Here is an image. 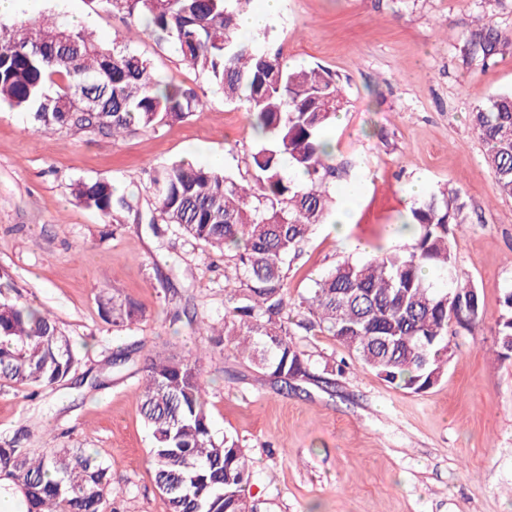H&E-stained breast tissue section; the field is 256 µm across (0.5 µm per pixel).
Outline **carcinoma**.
Here are the masks:
<instances>
[{
  "mask_svg": "<svg viewBox=\"0 0 512 512\" xmlns=\"http://www.w3.org/2000/svg\"><path fill=\"white\" fill-rule=\"evenodd\" d=\"M145 23L202 82L245 105L258 144L254 183L188 161L154 168L145 186L152 211L172 229L224 253L235 286L214 343L224 338L280 388L313 377L285 318L286 272L314 228L331 216V185L356 167L336 161L326 132L344 106V88L323 66L290 68L280 52L257 49L238 32L252 0H93ZM0 101L32 115L37 131L66 128L116 138L182 122L203 106L194 91L165 83L150 59L118 38L104 44L65 15L0 23ZM487 146L485 164L499 194L512 197V91L491 95L471 112ZM72 193L107 223L119 224L139 197L115 193L104 180H77ZM413 243L363 261L345 260L315 281L299 308L362 367L389 384L421 393L446 374L452 342L483 325L480 296L455 270L453 228L445 194L413 204ZM434 269L442 282L428 279ZM112 328L142 317L131 301L103 298ZM497 357L512 358V287L495 321ZM78 364L71 339L49 312L0 302V382L32 394L65 381ZM140 411L152 433L149 457L168 512H255L246 498L250 470L238 440L212 435L206 381L194 354L144 359ZM25 500L26 512H103L112 471L90 448L36 452L16 438L0 446V490Z\"/></svg>",
  "mask_w": 512,
  "mask_h": 512,
  "instance_id": "obj_1",
  "label": "carcinoma"
}]
</instances>
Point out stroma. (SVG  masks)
<instances>
[{
	"label": "stroma",
	"instance_id": "stroma-1",
	"mask_svg": "<svg viewBox=\"0 0 512 512\" xmlns=\"http://www.w3.org/2000/svg\"><path fill=\"white\" fill-rule=\"evenodd\" d=\"M50 11L99 40L119 38L204 105L185 121L114 140L42 134L29 114L0 108V272L15 295L53 315L79 358L70 381L38 396L0 385V441L27 426L25 447L96 449L112 470L116 512H167L135 391L145 355L202 350L214 437H238L257 512H512V360L497 359L492 332L512 285V197L497 191L469 122L474 106L512 90V0L491 10L484 0H281L261 42L287 66L318 64L339 79L345 106L328 136L337 157L357 160L349 181L361 190L346 242L328 220L291 263L288 300L344 259L400 247L391 227L409 213L413 186L446 191L449 207L461 210L455 266L478 289L485 326L454 339L447 374L419 394L362 369L319 328H302L294 308V339L315 377L291 392L232 347L214 351L209 335L173 322L183 309L200 322L223 317L233 274L223 255L178 233H154L145 204L106 224L71 185L106 179L135 193L147 170L181 159L253 179L248 116L141 22L90 0H16L0 21ZM485 25L498 36L487 56L477 45ZM115 289L142 312L119 335L98 302ZM131 344L134 363L114 369L113 351Z\"/></svg>",
	"mask_w": 512,
	"mask_h": 512
}]
</instances>
